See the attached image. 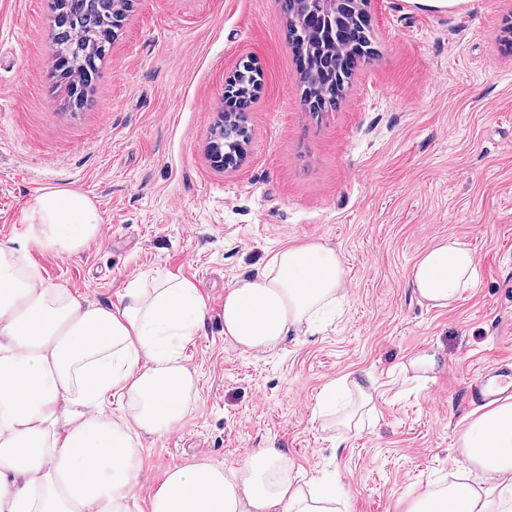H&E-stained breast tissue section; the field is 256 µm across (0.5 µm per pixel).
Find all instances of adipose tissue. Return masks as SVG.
Masks as SVG:
<instances>
[{
	"label": "adipose tissue",
	"instance_id": "adipose-tissue-1",
	"mask_svg": "<svg viewBox=\"0 0 512 512\" xmlns=\"http://www.w3.org/2000/svg\"><path fill=\"white\" fill-rule=\"evenodd\" d=\"M23 222L22 238L0 244V512H335L334 489L300 484L277 448L230 468H172L141 504V439L169 433L191 403L195 377L182 350L206 315L204 298L194 282L161 273L133 279L109 305L43 281L31 249L74 255L101 234L83 192L45 188ZM475 274L471 250L444 238L420 254L409 284L420 300L446 306ZM343 289L332 248L281 249L225 289L224 334L245 351L273 348ZM343 385L327 383L319 405L331 426L350 428L374 403L360 393L353 413L336 417ZM112 396L123 407L104 413ZM461 448L457 480L427 487L405 512H512V402L473 419Z\"/></svg>",
	"mask_w": 512,
	"mask_h": 512
}]
</instances>
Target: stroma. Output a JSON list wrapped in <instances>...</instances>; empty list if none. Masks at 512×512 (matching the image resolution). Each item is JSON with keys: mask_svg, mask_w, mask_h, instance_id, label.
<instances>
[{"mask_svg": "<svg viewBox=\"0 0 512 512\" xmlns=\"http://www.w3.org/2000/svg\"><path fill=\"white\" fill-rule=\"evenodd\" d=\"M51 0H0V243L22 237L47 187L96 203L102 237L81 254L37 249L41 276L106 305L139 275L196 283L206 317L183 351L197 394L175 431L146 436L135 491L174 467H231L280 449L306 482L335 478L337 512H403L453 481L482 413L478 371L512 362V0H372L373 53L336 109L313 113L278 0H135L79 107L53 70ZM261 72L240 167L206 147L241 62ZM450 237L474 254L447 307L408 277ZM333 248L345 292L311 331L268 352L224 334V290L278 250ZM426 352L437 370L418 371ZM353 374L374 413L329 429L318 394Z\"/></svg>", "mask_w": 512, "mask_h": 512, "instance_id": "stroma-1", "label": "stroma"}]
</instances>
